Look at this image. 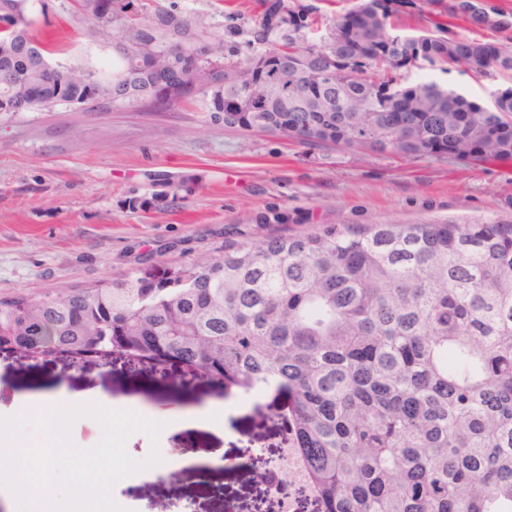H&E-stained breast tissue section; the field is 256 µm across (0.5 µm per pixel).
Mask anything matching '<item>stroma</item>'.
<instances>
[{"label":"stroma","instance_id":"35a3bbf8","mask_svg":"<svg viewBox=\"0 0 512 512\" xmlns=\"http://www.w3.org/2000/svg\"><path fill=\"white\" fill-rule=\"evenodd\" d=\"M46 0L40 27L56 59L112 62L113 32ZM215 25L253 26L266 0H180ZM429 77L487 105L512 79L476 78L426 66L398 81ZM512 223V160L475 162L448 154L405 156L301 143L261 129L229 128L202 105L162 112L57 105L0 114V299L55 293L137 273L149 265L207 256L225 241L311 233L363 224ZM116 384L99 359L30 360L0 352V418L14 396L93 390L150 408L158 419L192 414L229 396L169 399L157 373L124 367ZM280 426L237 408L223 435L197 427L166 439L175 477L126 479L113 494L122 512H278L252 478L248 449L281 453Z\"/></svg>","mask_w":512,"mask_h":512}]
</instances>
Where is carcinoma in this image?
<instances>
[{"instance_id":"carcinoma-1","label":"carcinoma","mask_w":512,"mask_h":512,"mask_svg":"<svg viewBox=\"0 0 512 512\" xmlns=\"http://www.w3.org/2000/svg\"><path fill=\"white\" fill-rule=\"evenodd\" d=\"M21 0H0V97L78 105L112 81L114 107L183 100L318 145L414 157L453 147L474 161L512 160V88L489 106L434 81L397 89L425 111H390L377 85L418 63L476 78L512 75V42L462 39L442 19L512 31L490 0H423L433 29L390 33L391 4L359 0L319 20L273 0L231 45L212 24L154 0H73L114 33L112 70L54 60L55 45ZM322 24L325 34L309 38ZM179 48L206 87L169 93L159 53ZM288 71L280 84L274 72ZM260 97L254 103L250 95ZM0 351L71 361L100 353L179 374L175 399L245 392L303 458L317 512H512V224H370L226 242L162 270L0 300Z\"/></svg>"}]
</instances>
